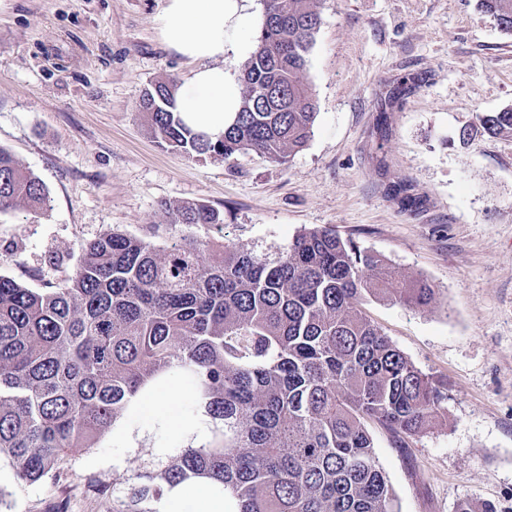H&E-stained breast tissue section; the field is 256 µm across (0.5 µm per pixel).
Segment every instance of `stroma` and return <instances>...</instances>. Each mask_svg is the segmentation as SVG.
I'll list each match as a JSON object with an SVG mask.
<instances>
[{"mask_svg": "<svg viewBox=\"0 0 512 512\" xmlns=\"http://www.w3.org/2000/svg\"><path fill=\"white\" fill-rule=\"evenodd\" d=\"M163 0H0V147L46 185L49 209L0 213V274L63 285L87 243L118 230L164 250L178 236L165 204L204 202L224 229L187 235L258 250L330 226L381 255L399 278H426V307L367 298L363 309L424 373L448 382L440 417L408 447L369 424L395 512H456L460 501L512 512V135L483 115L512 108V36L478 0H318L321 25L303 80L318 113L308 145L285 162L249 152L193 158L161 148L137 106L160 78L194 65L161 40ZM263 0H244L226 30L224 70L242 72ZM425 86L378 107L395 78ZM419 202L402 208L392 187ZM127 413L62 472L19 490L0 456V512H112V482L183 436Z\"/></svg>", "mask_w": 512, "mask_h": 512, "instance_id": "1", "label": "stroma"}]
</instances>
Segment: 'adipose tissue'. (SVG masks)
<instances>
[{
	"label": "adipose tissue",
	"mask_w": 512,
	"mask_h": 512,
	"mask_svg": "<svg viewBox=\"0 0 512 512\" xmlns=\"http://www.w3.org/2000/svg\"><path fill=\"white\" fill-rule=\"evenodd\" d=\"M240 10V0H165L156 17L162 41L197 64L177 92L180 116L215 141L223 137L240 104L224 71L226 27L238 20ZM165 512H224V493L204 478L182 482L168 489Z\"/></svg>",
	"instance_id": "1"
}]
</instances>
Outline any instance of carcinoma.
Here are the masks:
<instances>
[{
	"mask_svg": "<svg viewBox=\"0 0 512 512\" xmlns=\"http://www.w3.org/2000/svg\"><path fill=\"white\" fill-rule=\"evenodd\" d=\"M512 35V0H479ZM321 16L313 0H269L241 76V107L212 141L182 122L177 85L153 83L148 131L163 148L227 159L250 151L283 162L311 140L317 105L306 71ZM426 83L408 73L385 104ZM512 133V108L480 118ZM44 183L0 147V212L43 209ZM170 224L220 228L199 202L167 206ZM428 305L423 278L397 280L384 259L331 227L259 252L181 235L163 252L114 231L89 243L58 288L0 276V454L23 489L92 448L142 392L178 379L187 414L205 410L195 437L125 479L112 512H158L164 489L208 478L235 512H393L367 424L397 447L422 434L448 400V382L419 370L366 316V296Z\"/></svg>",
	"mask_w": 512,
	"mask_h": 512,
	"instance_id": "carcinoma-1",
	"label": "carcinoma"
}]
</instances>
